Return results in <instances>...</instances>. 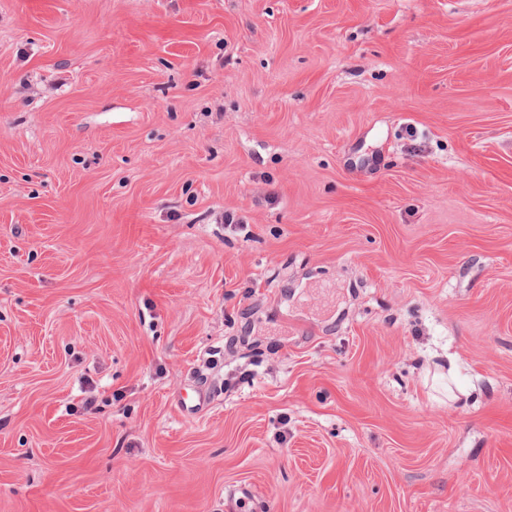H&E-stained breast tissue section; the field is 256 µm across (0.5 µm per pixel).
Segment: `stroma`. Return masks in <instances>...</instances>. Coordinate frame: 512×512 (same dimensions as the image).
<instances>
[{
	"mask_svg": "<svg viewBox=\"0 0 512 512\" xmlns=\"http://www.w3.org/2000/svg\"><path fill=\"white\" fill-rule=\"evenodd\" d=\"M0 512H512V0H0Z\"/></svg>",
	"mask_w": 512,
	"mask_h": 512,
	"instance_id": "stroma-1",
	"label": "stroma"
}]
</instances>
